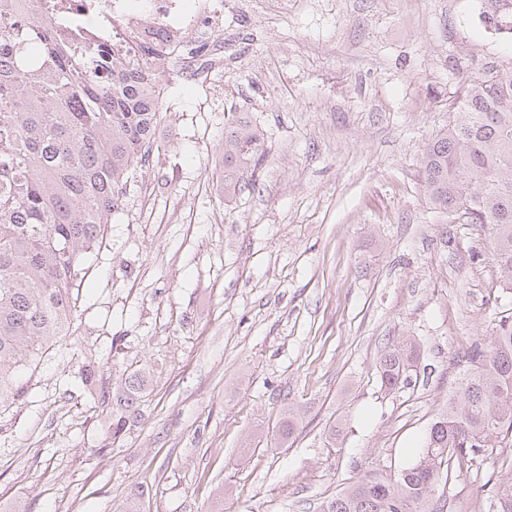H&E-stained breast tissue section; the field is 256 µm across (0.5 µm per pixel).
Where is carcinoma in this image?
Instances as JSON below:
<instances>
[{
	"instance_id": "carcinoma-1",
	"label": "carcinoma",
	"mask_w": 512,
	"mask_h": 512,
	"mask_svg": "<svg viewBox=\"0 0 512 512\" xmlns=\"http://www.w3.org/2000/svg\"><path fill=\"white\" fill-rule=\"evenodd\" d=\"M156 52L120 60L106 44L78 50L36 12L33 0H0V403L26 394L19 372L36 371L66 334L85 257L103 240L146 167L164 90ZM265 136L245 113L224 126V197L254 186ZM421 188L448 222L486 227L502 284L512 289V69L470 80L448 129L427 145ZM413 344L379 362L381 386L407 384ZM470 368L430 427L419 458L395 475L368 473L321 512H444L442 480L467 476L483 452L512 443V321L472 346ZM146 370L112 403L135 414ZM490 508L512 512V478L494 482Z\"/></svg>"
}]
</instances>
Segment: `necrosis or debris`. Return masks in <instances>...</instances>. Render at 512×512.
Returning <instances> with one entry per match:
<instances>
[{
  "instance_id": "obj_1",
  "label": "necrosis or debris",
  "mask_w": 512,
  "mask_h": 512,
  "mask_svg": "<svg viewBox=\"0 0 512 512\" xmlns=\"http://www.w3.org/2000/svg\"><path fill=\"white\" fill-rule=\"evenodd\" d=\"M58 28L86 43H105L114 55L133 57L142 45L168 47L187 33L212 40L223 21L221 0H198L187 11L183 0H34Z\"/></svg>"
}]
</instances>
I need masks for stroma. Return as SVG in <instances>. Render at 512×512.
<instances>
[{"label": "stroma", "instance_id": "stroma-1", "mask_svg": "<svg viewBox=\"0 0 512 512\" xmlns=\"http://www.w3.org/2000/svg\"><path fill=\"white\" fill-rule=\"evenodd\" d=\"M220 37L219 58L173 64L159 147L86 259L72 327L0 407V512H319L417 458L471 346L512 318L484 227L420 185L466 82L512 67V10L224 0ZM236 112L265 143L255 188L228 199ZM409 341L417 373L386 391L380 358ZM141 368L113 431L112 394ZM510 474L497 448L436 493L490 512L486 481ZM148 375L145 368L134 371L125 381V387L120 392L112 394V405L115 404L119 409L123 410L116 422V429L118 431L119 425H122L125 413H130L129 416L135 414L137 411L143 392L147 387ZM121 422V423H120ZM116 431V432H117Z\"/></svg>", "mask_w": 512, "mask_h": 512}]
</instances>
